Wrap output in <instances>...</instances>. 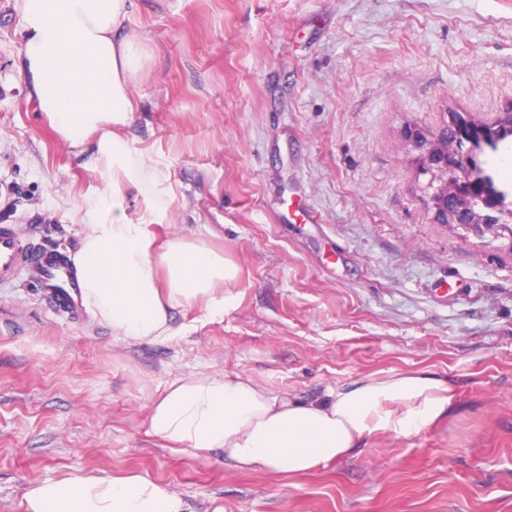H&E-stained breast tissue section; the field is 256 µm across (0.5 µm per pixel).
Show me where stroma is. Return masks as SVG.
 <instances>
[{
  "mask_svg": "<svg viewBox=\"0 0 512 512\" xmlns=\"http://www.w3.org/2000/svg\"><path fill=\"white\" fill-rule=\"evenodd\" d=\"M152 48L132 147L174 187L170 224L238 268L224 312L123 341L0 282V512L63 476L133 471L186 512H512V217L439 223L406 129L512 111V0H134ZM0 0V225L66 255L96 182L18 74ZM449 379L448 416L371 437L294 478L171 451L149 406L173 381L230 375L306 400L374 374Z\"/></svg>",
  "mask_w": 512,
  "mask_h": 512,
  "instance_id": "obj_1",
  "label": "stroma"
}]
</instances>
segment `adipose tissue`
Returning <instances> with one entry per match:
<instances>
[{
    "mask_svg": "<svg viewBox=\"0 0 512 512\" xmlns=\"http://www.w3.org/2000/svg\"><path fill=\"white\" fill-rule=\"evenodd\" d=\"M23 29L20 73L67 147L91 148L97 188L80 218L73 264L87 310L115 337L163 342L175 310L224 311L235 267L204 241L170 237L155 252L150 228L167 223L169 175L123 134L138 110L132 86L148 56L130 24L131 0H15ZM450 382L424 372L365 375L303 401L243 377L171 383L149 408L151 433L172 450H223L240 470L297 476L348 457L368 437H408L445 416ZM26 512H184L181 498L136 473L66 476L25 495Z\"/></svg>",
    "mask_w": 512,
    "mask_h": 512,
    "instance_id": "ef3b65f1",
    "label": "adipose tissue"
}]
</instances>
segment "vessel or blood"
Listing matches in <instances>:
<instances>
[{"mask_svg":"<svg viewBox=\"0 0 512 512\" xmlns=\"http://www.w3.org/2000/svg\"><path fill=\"white\" fill-rule=\"evenodd\" d=\"M24 272L44 289L49 304L78 312L80 286L64 254L55 247H35L11 227L1 226L0 281Z\"/></svg>","mask_w":512,"mask_h":512,"instance_id":"1","label":"vessel or blood"}]
</instances>
